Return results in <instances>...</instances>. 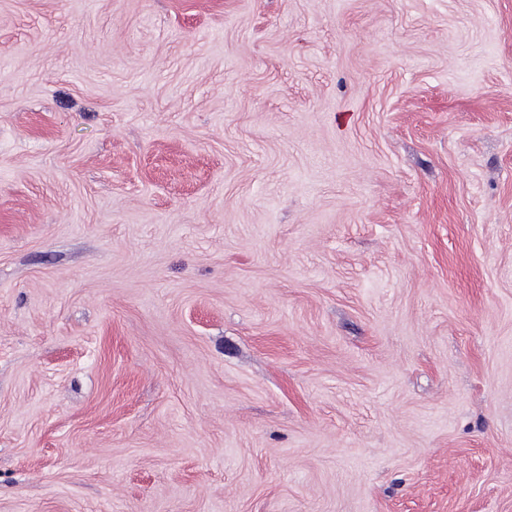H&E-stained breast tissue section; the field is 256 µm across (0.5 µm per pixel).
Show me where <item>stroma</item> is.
<instances>
[{"mask_svg":"<svg viewBox=\"0 0 512 512\" xmlns=\"http://www.w3.org/2000/svg\"><path fill=\"white\" fill-rule=\"evenodd\" d=\"M0 512H512V0H0Z\"/></svg>","mask_w":512,"mask_h":512,"instance_id":"1","label":"stroma"}]
</instances>
